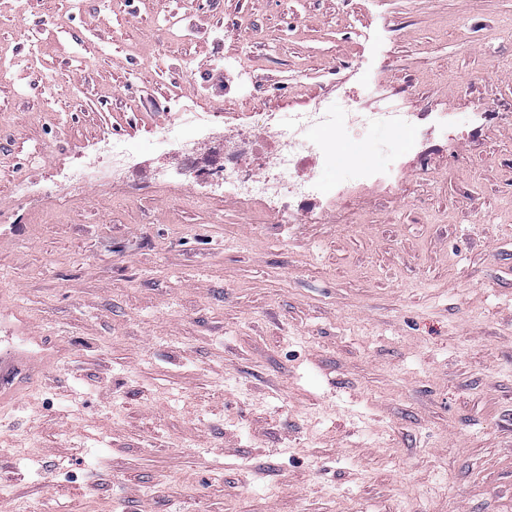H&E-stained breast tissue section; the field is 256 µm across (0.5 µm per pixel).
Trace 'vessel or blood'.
<instances>
[{"label":"vessel or blood","mask_w":512,"mask_h":512,"mask_svg":"<svg viewBox=\"0 0 512 512\" xmlns=\"http://www.w3.org/2000/svg\"><path fill=\"white\" fill-rule=\"evenodd\" d=\"M16 345L0 348V407L15 403L38 384L59 357L55 339L33 330L25 318L10 323Z\"/></svg>","instance_id":"1"}]
</instances>
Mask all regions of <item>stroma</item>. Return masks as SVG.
Instances as JSON below:
<instances>
[{
    "label": "stroma",
    "mask_w": 512,
    "mask_h": 512,
    "mask_svg": "<svg viewBox=\"0 0 512 512\" xmlns=\"http://www.w3.org/2000/svg\"><path fill=\"white\" fill-rule=\"evenodd\" d=\"M346 95L397 179L285 224L155 137ZM106 140L143 167L44 197ZM1 312L61 350L0 512H512V0H0Z\"/></svg>",
    "instance_id": "obj_1"
}]
</instances>
